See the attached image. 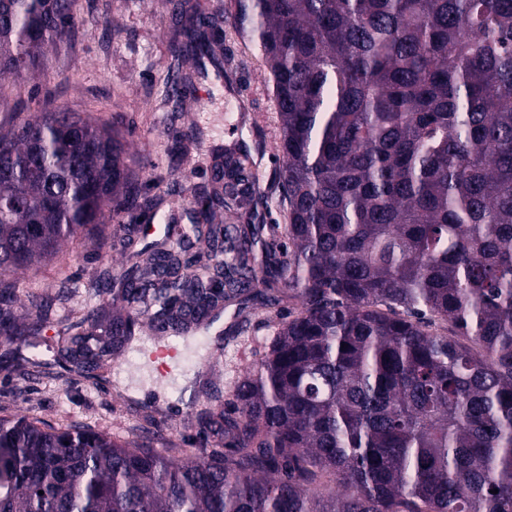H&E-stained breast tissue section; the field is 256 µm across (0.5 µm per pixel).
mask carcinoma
<instances>
[{
    "label": "carcinoma",
    "instance_id": "obj_1",
    "mask_svg": "<svg viewBox=\"0 0 512 512\" xmlns=\"http://www.w3.org/2000/svg\"><path fill=\"white\" fill-rule=\"evenodd\" d=\"M74 0H0V76L41 69ZM174 93L254 45L280 121L288 224H218L249 205V155L216 159L173 244L133 249L63 356L99 367L141 327L185 332L279 283L298 312L196 420L224 450L179 459L155 427L126 441L0 417V512H512V0H232L182 12ZM0 339L15 276L68 244L105 247L112 213L148 207L115 125L67 109L0 131ZM206 242L203 272L182 249ZM498 493L493 494L491 490Z\"/></svg>",
    "mask_w": 512,
    "mask_h": 512
}]
</instances>
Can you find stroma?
<instances>
[{"label":"stroma","instance_id":"obj_1","mask_svg":"<svg viewBox=\"0 0 512 512\" xmlns=\"http://www.w3.org/2000/svg\"><path fill=\"white\" fill-rule=\"evenodd\" d=\"M179 2L78 0L74 31L49 53L40 78L8 80L0 86V125H9L27 102L45 111L70 108L126 131L138 160L142 193L158 203L155 225L143 232L148 243L162 237L165 225L187 223L192 188L210 179L214 155L241 143L257 148L260 154L251 166L256 205L239 221L255 225L258 239H265L269 225L287 222L279 182L282 163L274 156L280 129L266 67L251 43L226 29L224 60L236 67V77L212 71L197 80V90L207 103L203 112H195L192 98L169 100V47L177 33ZM193 125L200 134L183 156L185 176L173 179L172 136ZM125 264L120 248H107L99 256L79 248L19 274L18 298L47 297L54 305L35 346L27 350L28 361L20 362L11 374L0 373V417L25 413L54 428L75 424L120 439L137 434L139 420L113 391L123 373L129 377V388L147 383L132 348L105 361L98 385L79 374L62 376L30 365L34 358L53 361L64 329L85 308L98 304V296L87 286L89 279L102 269L117 271ZM298 306L295 299L270 312L252 298L225 304L222 323L228 334L222 358L213 368L203 369L194 381L191 400L176 406L168 417V435L177 445V456L193 457L202 443L191 424L192 412L208 407V396L214 392L221 404L231 402L236 382L265 354L273 335L270 314L286 316Z\"/></svg>","mask_w":512,"mask_h":512}]
</instances>
